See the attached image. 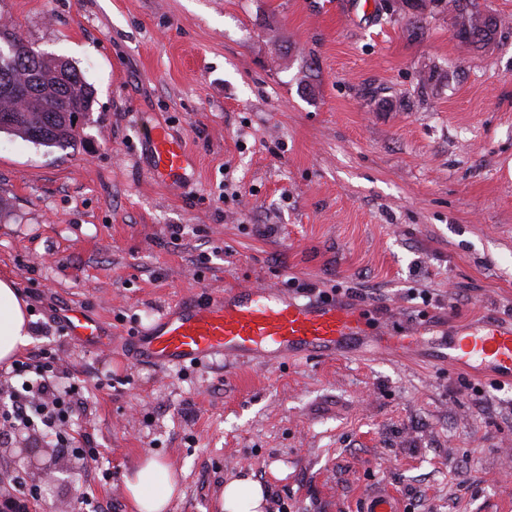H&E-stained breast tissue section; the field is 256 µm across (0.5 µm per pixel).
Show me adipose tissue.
Segmentation results:
<instances>
[{
	"mask_svg": "<svg viewBox=\"0 0 512 512\" xmlns=\"http://www.w3.org/2000/svg\"><path fill=\"white\" fill-rule=\"evenodd\" d=\"M30 318L11 279L0 278V363L12 361L31 340ZM133 512H167L178 490V480L170 467L158 459L143 457L124 477ZM267 493L263 485L248 477L225 484L221 512H265Z\"/></svg>",
	"mask_w": 512,
	"mask_h": 512,
	"instance_id": "ef3b65f1",
	"label": "adipose tissue"
}]
</instances>
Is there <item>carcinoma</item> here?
Masks as SVG:
<instances>
[{"label": "carcinoma", "mask_w": 512, "mask_h": 512, "mask_svg": "<svg viewBox=\"0 0 512 512\" xmlns=\"http://www.w3.org/2000/svg\"><path fill=\"white\" fill-rule=\"evenodd\" d=\"M448 10L455 13L457 37L468 42L477 38L488 41L493 31L477 36L479 13L468 9L464 0H448ZM27 44L13 33L0 34V108L15 90V82L31 84L28 106L23 112H1L0 132H7L33 143L64 148L79 136L73 113L47 115L43 108L50 102L67 100L85 115L92 106L93 92L83 75L70 62L51 57L38 60L27 57Z\"/></svg>", "instance_id": "obj_1"}]
</instances>
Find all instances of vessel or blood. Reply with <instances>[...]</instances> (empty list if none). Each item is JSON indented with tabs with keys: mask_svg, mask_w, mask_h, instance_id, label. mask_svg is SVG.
Here are the masks:
<instances>
[{
	"mask_svg": "<svg viewBox=\"0 0 512 512\" xmlns=\"http://www.w3.org/2000/svg\"><path fill=\"white\" fill-rule=\"evenodd\" d=\"M152 176L174 186L185 177L188 152L181 136L158 126L147 142ZM70 331L82 343L106 346L97 325L69 313ZM364 318L346 299L299 302L280 291L234 288L207 300L187 298L136 335L140 356L161 367H180L220 358L227 362L273 364L356 351ZM439 360L478 369L512 383V324H486L460 332ZM363 512H400L389 489L368 495Z\"/></svg>",
	"mask_w": 512,
	"mask_h": 512,
	"instance_id": "1",
	"label": "vessel or blood"
}]
</instances>
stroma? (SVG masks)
Wrapping results in <instances>:
<instances>
[{"label":"stroma","mask_w":512,"mask_h":512,"mask_svg":"<svg viewBox=\"0 0 512 512\" xmlns=\"http://www.w3.org/2000/svg\"><path fill=\"white\" fill-rule=\"evenodd\" d=\"M0 0V21L93 90L78 140L0 133V276L84 405L64 436L96 461L74 481L17 470L30 512H132L146 454L175 471L168 512H218L251 477L267 512H512V385L435 359L446 337L512 322V0L466 43L440 0ZM191 165L148 173L156 126ZM179 237H172L173 226ZM227 288L346 296L373 342L351 357L161 370L133 335ZM77 308L112 338L77 343ZM388 334L418 348H378ZM362 512H400L397 497L387 488L368 495Z\"/></svg>","instance_id":"35a3bbf8"}]
</instances>
